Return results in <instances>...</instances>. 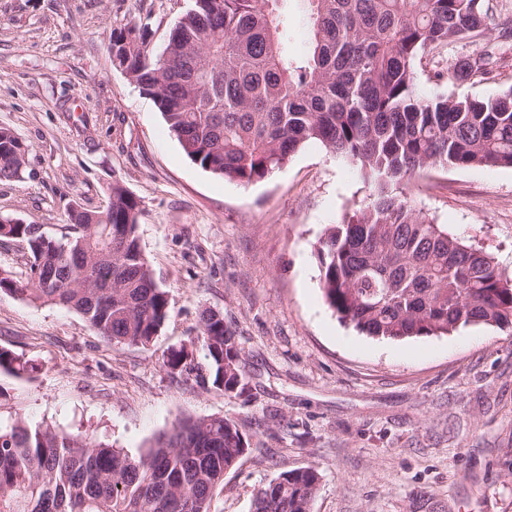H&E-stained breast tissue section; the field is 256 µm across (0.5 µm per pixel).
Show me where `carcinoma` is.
I'll list each match as a JSON object with an SVG mask.
<instances>
[{
    "label": "carcinoma",
    "mask_w": 512,
    "mask_h": 512,
    "mask_svg": "<svg viewBox=\"0 0 512 512\" xmlns=\"http://www.w3.org/2000/svg\"><path fill=\"white\" fill-rule=\"evenodd\" d=\"M288 2L194 0L159 54L148 24L112 30V64L153 100L187 158L215 176L262 181L307 143L358 167L365 203L317 246L323 297L343 323L386 340L512 327V276L411 199L412 179L431 167H512V87L484 99L459 92L490 74L494 49L434 73L451 93L427 94L416 77L418 62L452 42L494 26L512 36V19L495 22L485 0H301L305 48L293 54ZM27 154L0 126V181L22 178ZM139 214L114 182L107 209H71L60 238L0 223V238L30 254L27 281L1 269L0 292L73 309L114 345H149L170 306L140 248ZM163 365L228 398L247 388L242 348L211 309ZM28 370L0 348L1 372ZM247 451L226 417L180 421L137 455L17 417L0 422V512H211L214 490ZM319 482L313 466L284 471L257 490L251 512H310Z\"/></svg>",
    "instance_id": "1"
}]
</instances>
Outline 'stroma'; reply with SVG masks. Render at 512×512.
Returning a JSON list of instances; mask_svg holds the SVG:
<instances>
[{
    "label": "stroma",
    "instance_id": "stroma-1",
    "mask_svg": "<svg viewBox=\"0 0 512 512\" xmlns=\"http://www.w3.org/2000/svg\"><path fill=\"white\" fill-rule=\"evenodd\" d=\"M192 0H0V125L28 147L0 182V217L66 233L120 182L139 201V244L171 314L148 346H116L75 311L0 292V347L36 367L0 373V421L93 432L139 452L180 419L224 416L248 441L212 512H251L258 487L316 466L311 512H512V328L472 325L391 341L326 305L315 246L367 190L310 143L241 185L184 154L153 100L112 64L113 29L146 23L162 51ZM512 86V43L475 97ZM415 206L512 273V167H436ZM223 314L244 354L236 399L172 375L167 353Z\"/></svg>",
    "mask_w": 512,
    "mask_h": 512
}]
</instances>
